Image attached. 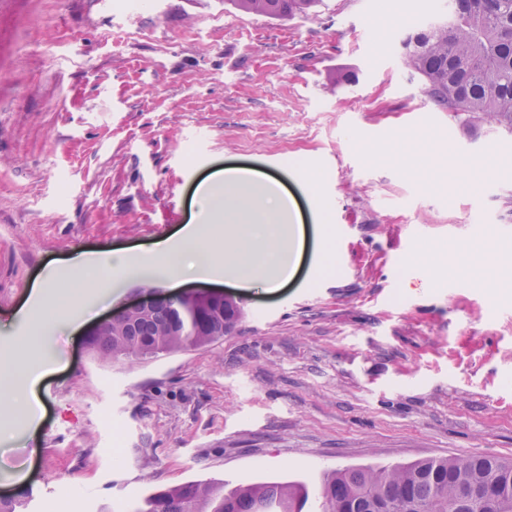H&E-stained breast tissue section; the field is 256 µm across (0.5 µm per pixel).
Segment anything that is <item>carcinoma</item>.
<instances>
[{
  "label": "carcinoma",
  "mask_w": 512,
  "mask_h": 512,
  "mask_svg": "<svg viewBox=\"0 0 512 512\" xmlns=\"http://www.w3.org/2000/svg\"><path fill=\"white\" fill-rule=\"evenodd\" d=\"M243 13L288 18L322 0H229ZM447 21L401 41L403 66L417 75L439 112H467L512 130V0H453ZM245 315L235 300L184 294L143 318L118 317L87 346L101 357L154 358L209 345ZM318 512H512V462L453 455L404 465L337 469L316 493ZM308 487L268 481L240 485L189 481L143 498L134 512H304Z\"/></svg>",
  "instance_id": "carcinoma-1"
}]
</instances>
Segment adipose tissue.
Wrapping results in <instances>:
<instances>
[{
    "mask_svg": "<svg viewBox=\"0 0 512 512\" xmlns=\"http://www.w3.org/2000/svg\"><path fill=\"white\" fill-rule=\"evenodd\" d=\"M252 179L239 168H227L205 178L198 191V207L204 222L186 225L179 246L157 243L154 249H120L109 252L99 265L84 256L66 260L55 280L37 292L39 305L29 316L32 342H40L46 330L72 325V312L85 309V293L99 280L121 281L150 273L165 288L176 289L187 282L224 278L240 288L260 282L276 289L288 282V269L296 265L305 248V230L294 225L280 232L274 228H252L242 221L243 211L260 212L266 207L283 210L288 199L281 185L267 183L264 198L245 199ZM49 366L48 361L0 367V403L23 416L29 427H38L42 407L34 394Z\"/></svg>",
    "mask_w": 512,
    "mask_h": 512,
    "instance_id": "adipose-tissue-1",
    "label": "adipose tissue"
}]
</instances>
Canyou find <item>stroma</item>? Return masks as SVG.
Returning a JSON list of instances; mask_svg holds the SVG:
<instances>
[{
	"label": "stroma",
	"mask_w": 512,
	"mask_h": 512,
	"mask_svg": "<svg viewBox=\"0 0 512 512\" xmlns=\"http://www.w3.org/2000/svg\"><path fill=\"white\" fill-rule=\"evenodd\" d=\"M439 0H323L291 19L227 0H0V363L35 357L21 313L50 263L175 238L211 172L282 181L325 267L285 288H210L245 310L205 347L111 362L86 341L155 285L51 339L36 432L0 433L20 512H131L158 489H225L472 454L512 459V132L436 111L398 44ZM423 227L409 237L411 225ZM431 251L453 287H403ZM111 414L121 447L101 423ZM26 472L24 486L12 478Z\"/></svg>",
	"instance_id": "stroma-1"
}]
</instances>
